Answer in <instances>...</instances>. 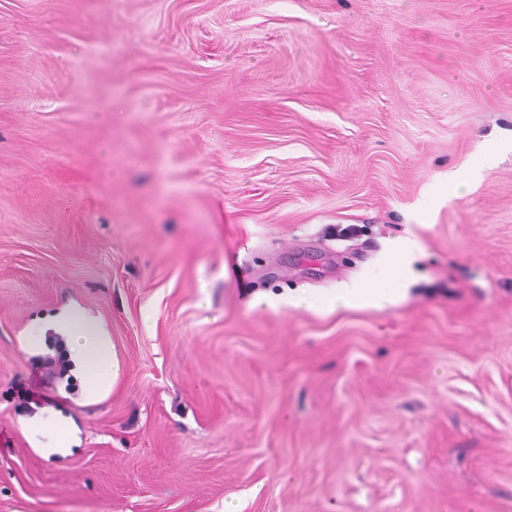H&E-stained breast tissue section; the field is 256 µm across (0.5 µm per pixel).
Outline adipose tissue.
<instances>
[{
  "mask_svg": "<svg viewBox=\"0 0 512 512\" xmlns=\"http://www.w3.org/2000/svg\"><path fill=\"white\" fill-rule=\"evenodd\" d=\"M408 241L399 242L384 271H371L364 280L341 289L331 296L302 294L293 305L303 310L322 307L347 308L361 302L379 303L394 297L403 272V260L410 250ZM43 331L54 332L64 341L72 373L80 380L87 395L105 390L120 374V362L110 337L99 320L80 307H65L48 318Z\"/></svg>",
  "mask_w": 512,
  "mask_h": 512,
  "instance_id": "obj_1",
  "label": "adipose tissue"
}]
</instances>
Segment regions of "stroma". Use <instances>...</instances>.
Here are the masks:
<instances>
[{
    "label": "stroma",
    "instance_id": "35a3bbf8",
    "mask_svg": "<svg viewBox=\"0 0 512 512\" xmlns=\"http://www.w3.org/2000/svg\"><path fill=\"white\" fill-rule=\"evenodd\" d=\"M228 503L512 512V0H0V512ZM411 250L408 241L399 242L390 257L389 263L383 272L371 271L361 281L343 288L332 296L318 294H301L297 296L292 305L303 310H315L322 307L347 308L356 303H379L394 297L399 288H396L403 272L405 254ZM370 284L372 288H365ZM54 332L64 341L70 371L80 380L85 393L94 396L117 380L120 362L114 345L99 320L80 307H64L40 327V335Z\"/></svg>",
    "mask_w": 512,
    "mask_h": 512
}]
</instances>
